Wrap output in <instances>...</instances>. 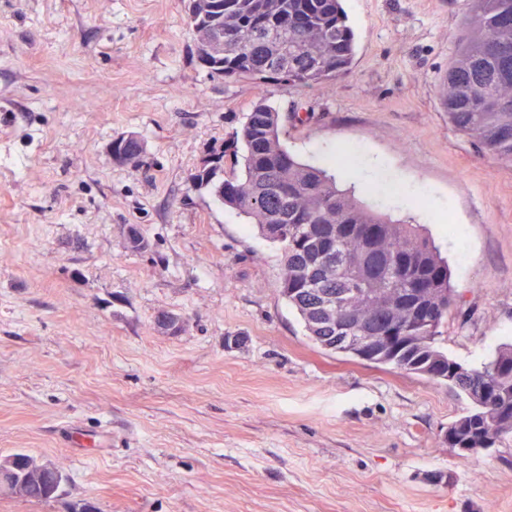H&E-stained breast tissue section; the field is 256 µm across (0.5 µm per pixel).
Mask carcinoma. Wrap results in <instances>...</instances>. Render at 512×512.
Listing matches in <instances>:
<instances>
[{
  "mask_svg": "<svg viewBox=\"0 0 512 512\" xmlns=\"http://www.w3.org/2000/svg\"><path fill=\"white\" fill-rule=\"evenodd\" d=\"M461 36L441 84L448 124L498 162L512 166V0H467ZM189 30L218 24L239 37L224 55L205 60L215 79L281 80L299 87L334 82L349 74L355 32L342 0H188ZM280 116L259 102L231 133L221 156L230 172L194 180L238 211L282 251L279 287L320 348L351 357V336H376L408 308L404 344L386 358L391 366L465 395L486 383L495 367L512 370V343L499 347L479 369L466 368L441 350L440 327L455 303L448 261L417 224L381 216L336 185L328 170L300 161L280 139ZM489 439L512 433V374L474 414L448 425L452 448H465L476 431ZM16 479L0 488L30 501L56 497L60 470L26 453L0 460Z\"/></svg>",
  "mask_w": 512,
  "mask_h": 512,
  "instance_id": "cac0c4a2",
  "label": "carcinoma"
}]
</instances>
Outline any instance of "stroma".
Segmentation results:
<instances>
[{
  "label": "stroma",
  "mask_w": 512,
  "mask_h": 512,
  "mask_svg": "<svg viewBox=\"0 0 512 512\" xmlns=\"http://www.w3.org/2000/svg\"><path fill=\"white\" fill-rule=\"evenodd\" d=\"M343 7L351 72L301 88L209 78L187 0H0V457L65 477L0 512H512V434L460 460L464 394L314 344L278 246L193 179L266 102L302 161L428 228L450 358L512 341V167L439 110L465 0ZM121 133L139 167L108 155Z\"/></svg>",
  "instance_id": "35a3bbf8"
}]
</instances>
